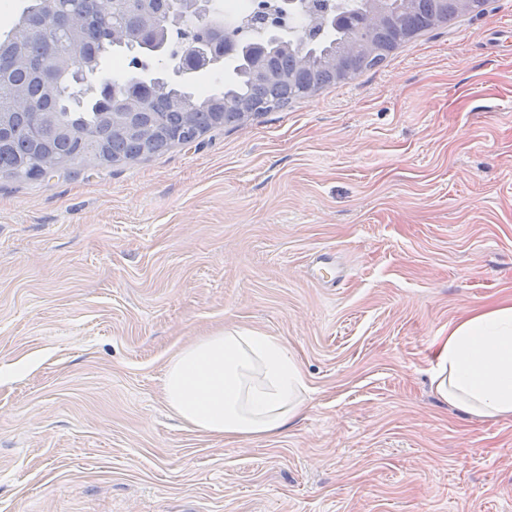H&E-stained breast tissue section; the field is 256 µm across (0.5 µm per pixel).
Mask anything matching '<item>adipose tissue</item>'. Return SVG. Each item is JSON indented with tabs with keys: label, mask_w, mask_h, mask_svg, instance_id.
I'll return each mask as SVG.
<instances>
[{
	"label": "adipose tissue",
	"mask_w": 512,
	"mask_h": 512,
	"mask_svg": "<svg viewBox=\"0 0 512 512\" xmlns=\"http://www.w3.org/2000/svg\"><path fill=\"white\" fill-rule=\"evenodd\" d=\"M434 384L467 415L512 418V298L449 324ZM305 390L287 346L245 329L218 331L182 349L164 385L168 407L186 424L234 438L284 433L303 410Z\"/></svg>",
	"instance_id": "1"
}]
</instances>
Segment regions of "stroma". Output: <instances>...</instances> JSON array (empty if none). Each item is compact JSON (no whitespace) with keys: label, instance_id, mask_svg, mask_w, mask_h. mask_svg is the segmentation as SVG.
<instances>
[{"label":"stroma","instance_id":"1","mask_svg":"<svg viewBox=\"0 0 512 512\" xmlns=\"http://www.w3.org/2000/svg\"><path fill=\"white\" fill-rule=\"evenodd\" d=\"M511 295L512 0L192 146L0 174V512H512V420L431 384ZM223 328L299 363L284 435L167 406Z\"/></svg>","mask_w":512,"mask_h":512}]
</instances>
